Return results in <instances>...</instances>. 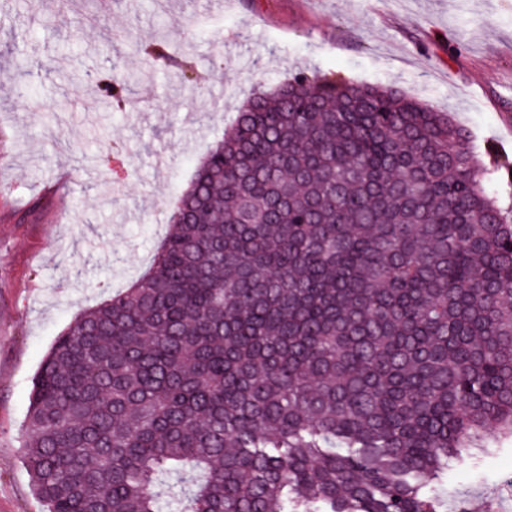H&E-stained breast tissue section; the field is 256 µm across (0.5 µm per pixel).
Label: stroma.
<instances>
[{"label":"stroma","mask_w":512,"mask_h":512,"mask_svg":"<svg viewBox=\"0 0 512 512\" xmlns=\"http://www.w3.org/2000/svg\"><path fill=\"white\" fill-rule=\"evenodd\" d=\"M115 33L161 41L171 59L118 53ZM0 71V512H44L23 448L43 359L150 266L258 80L394 87L467 126L481 166L512 162V0H0ZM114 73L135 111L97 95ZM428 491L443 512H512V436L449 460Z\"/></svg>","instance_id":"1"}]
</instances>
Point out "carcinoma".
I'll return each mask as SVG.
<instances>
[{
	"instance_id": "1",
	"label": "carcinoma",
	"mask_w": 512,
	"mask_h": 512,
	"mask_svg": "<svg viewBox=\"0 0 512 512\" xmlns=\"http://www.w3.org/2000/svg\"><path fill=\"white\" fill-rule=\"evenodd\" d=\"M314 81L258 87L43 360L48 512H438L448 459L512 433V190L448 113Z\"/></svg>"
}]
</instances>
